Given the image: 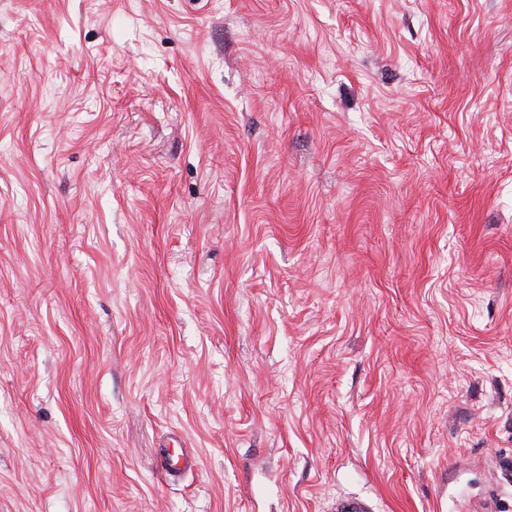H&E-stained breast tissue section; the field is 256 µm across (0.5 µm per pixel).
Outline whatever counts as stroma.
<instances>
[{"instance_id": "35a3bbf8", "label": "stroma", "mask_w": 512, "mask_h": 512, "mask_svg": "<svg viewBox=\"0 0 512 512\" xmlns=\"http://www.w3.org/2000/svg\"><path fill=\"white\" fill-rule=\"evenodd\" d=\"M343 495L512 512V0H0V512Z\"/></svg>"}]
</instances>
